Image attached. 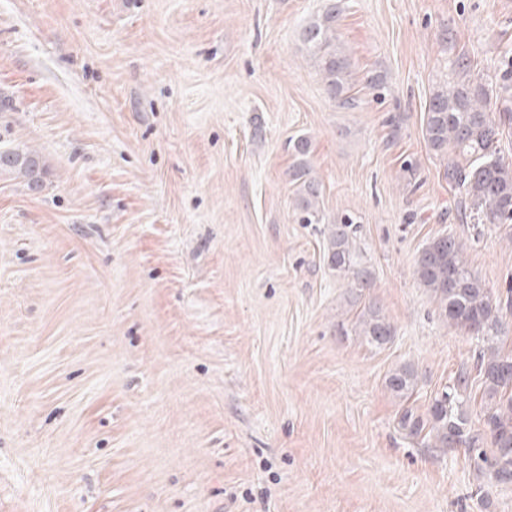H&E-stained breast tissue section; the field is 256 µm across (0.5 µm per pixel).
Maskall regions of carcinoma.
I'll use <instances>...</instances> for the list:
<instances>
[{
	"mask_svg": "<svg viewBox=\"0 0 512 512\" xmlns=\"http://www.w3.org/2000/svg\"><path fill=\"white\" fill-rule=\"evenodd\" d=\"M340 8L325 0L322 11L301 30V41L314 57L324 87L342 108H352L356 99L351 63L336 35ZM495 86L473 85L463 80H445L432 93L426 111L425 140L434 154L445 160L444 177L455 191L454 206L470 224H512V163L498 151L501 127L512 121V58L505 61ZM496 94L501 108L492 112L488 98ZM311 143L306 137L294 143L302 158L290 173L297 184L296 201L307 224L323 223L317 208L318 181L309 177L304 161ZM17 172L34 188L41 185L45 165L38 155L19 149L0 151V173ZM359 226L351 218L333 225L328 233L325 258L328 268L365 288L372 280L357 247ZM416 273L423 287L434 296L439 317L481 342L476 368L483 379L484 429L472 431L464 409L469 376L459 374L453 384L438 393L427 417L412 408L402 410L400 426L413 436L429 430L441 448L465 446L479 476L501 484L512 483V350L498 345L502 319L512 314V285L506 296L494 295L469 268L465 245L452 234L442 235L424 247L416 260ZM358 335L370 346L388 344L394 329L379 310L365 308L355 324ZM414 371L400 366L386 377L388 390L408 398ZM490 437L491 449L484 448Z\"/></svg>",
	"mask_w": 512,
	"mask_h": 512,
	"instance_id": "1",
	"label": "carcinoma"
}]
</instances>
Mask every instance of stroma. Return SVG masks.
<instances>
[{
  "instance_id": "stroma-1",
  "label": "stroma",
  "mask_w": 512,
  "mask_h": 512,
  "mask_svg": "<svg viewBox=\"0 0 512 512\" xmlns=\"http://www.w3.org/2000/svg\"><path fill=\"white\" fill-rule=\"evenodd\" d=\"M322 4L0 0V149L47 169L0 174V512H512V483L398 424L464 371L483 427L479 344L415 262L454 234L502 293L512 230L450 210L423 127L452 61L494 79L512 0H340L353 109L299 38ZM347 217L364 291L324 259ZM371 304L380 348L351 330ZM311 143L307 137H301L294 143L295 153L301 157L290 173L291 181L297 184L296 201L305 224L323 223V216L317 208V199L320 196V185L314 178L309 177L310 171L307 162L303 159L310 153ZM17 172L29 187H39L45 173V165L38 155L19 149L0 151V173ZM413 381V369L409 366H400L389 372L385 385L397 397L406 399L409 391L413 388Z\"/></svg>"
}]
</instances>
